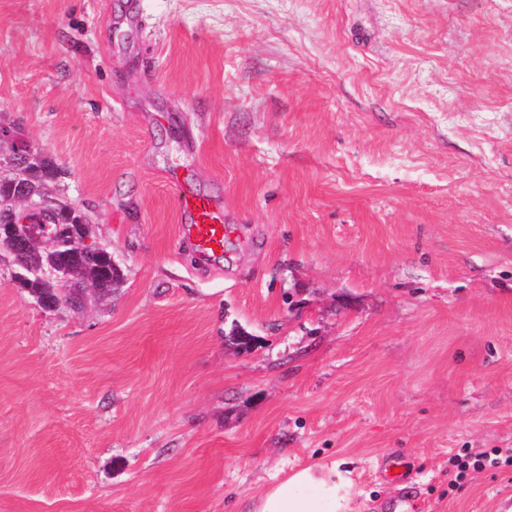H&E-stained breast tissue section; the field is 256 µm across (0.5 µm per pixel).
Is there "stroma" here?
<instances>
[{
    "instance_id": "1",
    "label": "stroma",
    "mask_w": 512,
    "mask_h": 512,
    "mask_svg": "<svg viewBox=\"0 0 512 512\" xmlns=\"http://www.w3.org/2000/svg\"><path fill=\"white\" fill-rule=\"evenodd\" d=\"M1 122L121 280L49 312L0 262V512H242L318 458L356 512L512 502L448 486L512 448V0H0ZM62 170L59 165L53 160L52 157L40 151V162L36 171L24 184L23 189L18 188H2L0 185V192L3 191H26L32 194L35 198L48 194V184L54 185L61 176ZM175 205L189 219L183 230L194 252L209 259L222 256L231 233L230 226L224 224V210L204 195L185 192L175 197ZM512 466V448H464L448 458V486L468 474H481L501 465Z\"/></svg>"
}]
</instances>
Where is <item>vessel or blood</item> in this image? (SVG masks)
<instances>
[{"instance_id": "obj_1", "label": "vessel or blood", "mask_w": 512, "mask_h": 512, "mask_svg": "<svg viewBox=\"0 0 512 512\" xmlns=\"http://www.w3.org/2000/svg\"><path fill=\"white\" fill-rule=\"evenodd\" d=\"M175 205L189 219L183 230L196 254L213 259L223 255L231 228L224 222V211L210 198L198 194H179Z\"/></svg>"}]
</instances>
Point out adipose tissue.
Returning <instances> with one entry per match:
<instances>
[{"instance_id":"ef3b65f1","label":"adipose tissue","mask_w":512,"mask_h":512,"mask_svg":"<svg viewBox=\"0 0 512 512\" xmlns=\"http://www.w3.org/2000/svg\"><path fill=\"white\" fill-rule=\"evenodd\" d=\"M353 487L351 473L341 462H316L251 496L245 512H355Z\"/></svg>"}]
</instances>
